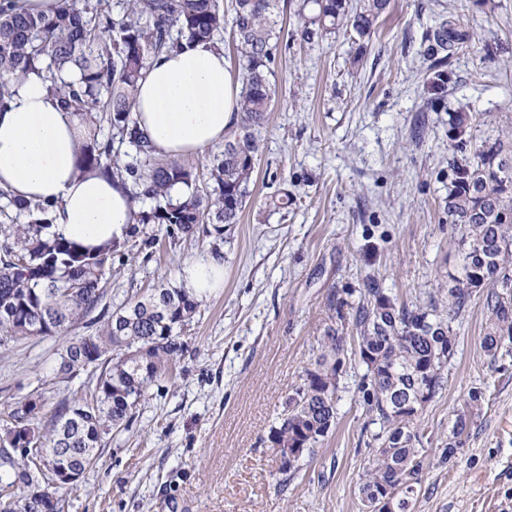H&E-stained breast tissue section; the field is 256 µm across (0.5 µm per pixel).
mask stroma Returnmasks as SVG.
Instances as JSON below:
<instances>
[{
	"label": "stroma",
	"mask_w": 512,
	"mask_h": 512,
	"mask_svg": "<svg viewBox=\"0 0 512 512\" xmlns=\"http://www.w3.org/2000/svg\"><path fill=\"white\" fill-rule=\"evenodd\" d=\"M275 94L264 149L238 223L224 232V287L204 297L180 333L172 376L106 431L61 512H363L359 486L380 425L347 360L336 426L287 478L268 436L288 393L320 352L333 291L375 276L398 301L424 304L457 272L463 226L446 209L450 113H478V138L512 123V0H390L371 38L338 29L303 41L296 0H280ZM492 46L444 63L432 85L424 35L439 16ZM287 196L288 206L273 201ZM203 232L171 242L161 224L125 238L107 280L116 308L211 250ZM488 310L477 293L457 329L439 394L420 414L425 465L410 512H512V339L485 352ZM0 339V428L16 402L93 400L96 375L57 374L66 338ZM480 410L454 459L443 450L470 392Z\"/></svg>",
	"instance_id": "stroma-1"
}]
</instances>
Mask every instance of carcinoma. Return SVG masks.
Wrapping results in <instances>:
<instances>
[{"mask_svg":"<svg viewBox=\"0 0 512 512\" xmlns=\"http://www.w3.org/2000/svg\"><path fill=\"white\" fill-rule=\"evenodd\" d=\"M59 0L56 11L19 13L0 4V74L19 77L44 74L61 106L80 119L83 149L80 165L109 174L128 186L134 200L149 198L154 207L137 211L138 224H164L171 242L193 235L207 224V233L224 239V226L238 223L249 185L261 155L258 128L270 111L274 96L270 76L280 47L276 0H233L225 13L220 0ZM388 0H300L297 14L306 16L301 38L311 40L347 27L358 36H370ZM121 15L114 17L113 8ZM230 27L243 69L239 121L224 141V149L209 160L211 190L201 195L192 188V174L176 161L161 163L133 119L134 92L143 70L159 54L188 40H216ZM432 55H448L474 48L471 37L457 31L451 20L441 19L427 32ZM79 71L75 79L63 75L65 65ZM112 126V136L99 137L101 123ZM476 121L472 112H454L448 137L452 174L448 187V220L462 224V271L448 275V305L430 298L410 308L385 293L379 280L369 278L351 302L336 293L329 298L336 312V327L323 336L322 353L305 370L302 383L288 395L278 425L268 442L279 456L302 448L312 455L336 425L340 373L344 367V329L356 333L358 364L363 368L359 389L369 412L381 424L375 434L365 481L359 493L369 507L391 495L396 512H407L410 494L424 469L418 448L417 418L400 405L417 392L422 379L435 398L442 389L444 368L456 348L454 324L482 288L487 297L488 324L483 347L497 351L502 338L512 336V129H499L494 138L472 141ZM134 151L132 160L119 163ZM188 190L176 199L174 188ZM5 208L25 217L22 224L0 226L14 243L0 250V330L15 340L36 336H62L78 320L101 324L91 348L112 353L96 377L94 408L78 400H63L50 409V429L42 431V415L17 405L11 424L19 432H33L47 448H58L70 467L84 471L101 455L83 421L99 430L128 423L132 409L168 370L182 351L178 330L193 318L200 302L169 280L132 302L109 311L104 303L105 283L112 271L115 250L103 247L83 252L50 233L55 205L27 201L0 189ZM40 325L34 333L29 328ZM84 339L69 341L60 359H69L66 373L84 369L80 358ZM481 392L469 394L448 435L444 455L455 458L469 435L473 411L481 406ZM20 482L50 499L59 512L69 486L42 491L43 476L36 467L14 474Z\"/></svg>","mask_w":512,"mask_h":512,"instance_id":"carcinoma-1","label":"carcinoma"}]
</instances>
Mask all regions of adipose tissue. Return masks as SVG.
I'll list each match as a JSON object with an SVG mask.
<instances>
[{
	"label": "adipose tissue",
	"mask_w": 512,
	"mask_h": 512,
	"mask_svg": "<svg viewBox=\"0 0 512 512\" xmlns=\"http://www.w3.org/2000/svg\"><path fill=\"white\" fill-rule=\"evenodd\" d=\"M0 109V188L57 204L53 230L82 249L121 242L134 208L120 181L81 169L78 121L63 111L41 74L12 80ZM241 81L223 47L183 44L154 60L139 80L133 117L155 153L171 159L223 144L238 121ZM177 284L204 297L224 286V259L185 262Z\"/></svg>",
	"instance_id": "ef3b65f1"
}]
</instances>
